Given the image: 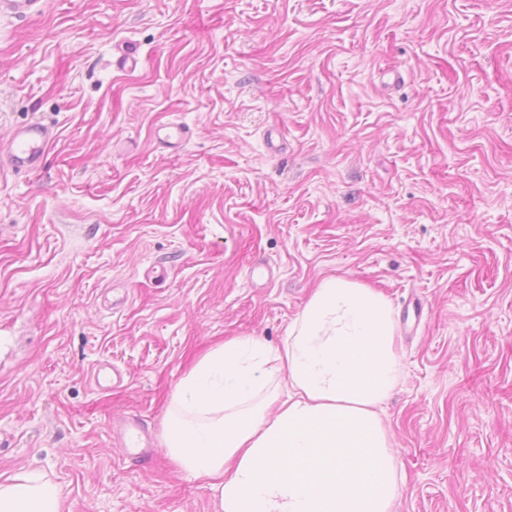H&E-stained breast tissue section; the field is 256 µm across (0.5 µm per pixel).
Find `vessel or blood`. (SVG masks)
Returning a JSON list of instances; mask_svg holds the SVG:
<instances>
[{
	"label": "vessel or blood",
	"instance_id": "vessel-or-blood-1",
	"mask_svg": "<svg viewBox=\"0 0 512 512\" xmlns=\"http://www.w3.org/2000/svg\"><path fill=\"white\" fill-rule=\"evenodd\" d=\"M45 0H0V15L33 18L43 13ZM187 127L166 123L156 135L170 148L179 147L187 140ZM56 136L54 128L40 121L15 126L7 140L0 142V162L16 173L33 174L40 170L43 158Z\"/></svg>",
	"mask_w": 512,
	"mask_h": 512
}]
</instances>
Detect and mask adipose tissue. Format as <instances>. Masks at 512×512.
Returning <instances> with one entry per match:
<instances>
[{
  "mask_svg": "<svg viewBox=\"0 0 512 512\" xmlns=\"http://www.w3.org/2000/svg\"><path fill=\"white\" fill-rule=\"evenodd\" d=\"M402 357L391 302L323 279L271 346L236 336L179 380L162 445L216 492L218 512H394L407 485L382 406ZM39 472L0 481V512H62Z\"/></svg>",
  "mask_w": 512,
  "mask_h": 512,
  "instance_id": "ef3b65f1",
  "label": "adipose tissue"
}]
</instances>
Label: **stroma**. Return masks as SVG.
I'll use <instances>...</instances> for the list:
<instances>
[{
	"mask_svg": "<svg viewBox=\"0 0 512 512\" xmlns=\"http://www.w3.org/2000/svg\"><path fill=\"white\" fill-rule=\"evenodd\" d=\"M45 2L0 16V138L57 133L40 172L0 169V478L217 512L161 446L177 383L344 275L396 313L395 512H512V0ZM190 131L187 127L176 123L161 125L156 131V136L169 148H177L188 139Z\"/></svg>",
	"mask_w": 512,
	"mask_h": 512,
	"instance_id": "1",
	"label": "stroma"
}]
</instances>
